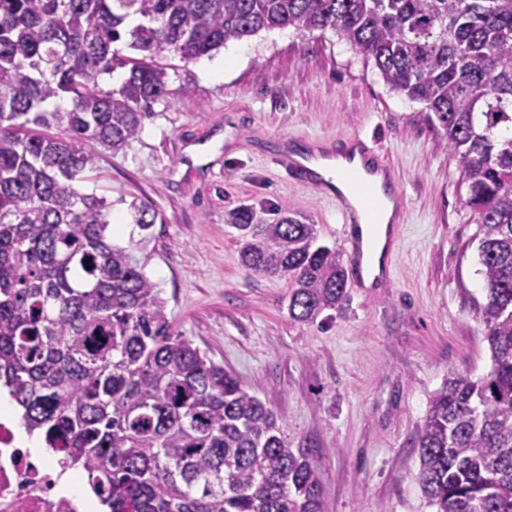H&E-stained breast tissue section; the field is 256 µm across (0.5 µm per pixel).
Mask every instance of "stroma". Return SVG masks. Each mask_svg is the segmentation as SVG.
<instances>
[{
  "mask_svg": "<svg viewBox=\"0 0 512 512\" xmlns=\"http://www.w3.org/2000/svg\"><path fill=\"white\" fill-rule=\"evenodd\" d=\"M245 45L230 67L233 42L189 63L167 57L168 95L83 188L112 201L120 244L157 285L172 330L233 371L289 440L322 454L327 512H431L415 433L449 371L490 368L467 186L424 106L332 33L263 31ZM357 132L375 138L405 195L392 285L348 288L333 320L299 323L288 279L242 266L228 215L288 208L346 251L336 202L291 182L275 157L287 142ZM133 199L158 213L148 232L131 222Z\"/></svg>",
  "mask_w": 512,
  "mask_h": 512,
  "instance_id": "obj_1",
  "label": "stroma"
}]
</instances>
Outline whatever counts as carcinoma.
Returning a JSON list of instances; mask_svg holds the SVG:
<instances>
[{
	"instance_id": "1",
	"label": "carcinoma",
	"mask_w": 512,
	"mask_h": 512,
	"mask_svg": "<svg viewBox=\"0 0 512 512\" xmlns=\"http://www.w3.org/2000/svg\"><path fill=\"white\" fill-rule=\"evenodd\" d=\"M284 28L373 61L456 159L491 365L449 372L432 396L416 479L433 512H512V0H0V381L109 512H325L322 456L170 331L156 284L112 241V203L81 188L99 160L85 143L123 150L165 98L163 54L194 61ZM124 38L144 56L123 55ZM129 209L139 230L156 223ZM229 222L248 270L292 282V319L342 308L341 255L314 225L248 206Z\"/></svg>"
}]
</instances>
